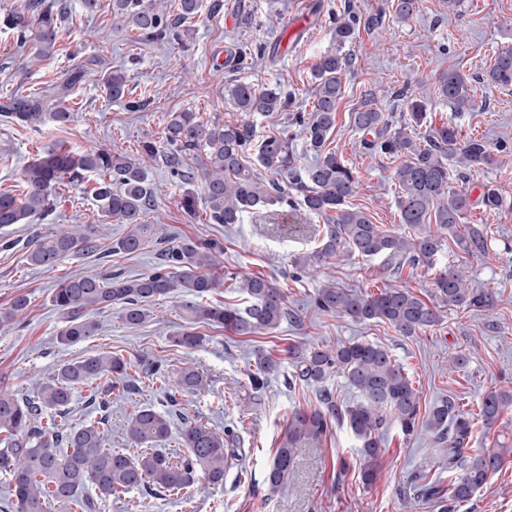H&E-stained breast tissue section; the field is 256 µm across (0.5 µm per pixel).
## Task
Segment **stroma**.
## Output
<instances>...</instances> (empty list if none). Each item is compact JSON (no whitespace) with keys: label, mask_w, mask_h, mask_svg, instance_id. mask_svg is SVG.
<instances>
[{"label":"stroma","mask_w":512,"mask_h":512,"mask_svg":"<svg viewBox=\"0 0 512 512\" xmlns=\"http://www.w3.org/2000/svg\"><path fill=\"white\" fill-rule=\"evenodd\" d=\"M63 2L67 9L58 28L54 59L30 62L18 49L12 31L0 28V97L15 92L44 96L63 84L69 69L79 64L91 67L86 80L75 85L67 98L74 114L67 127L50 123L21 127L0 121V193L20 194L23 168L52 146L75 153L105 148L138 157L143 144L163 143L169 113L192 112L207 125L237 120L238 112L224 98V84L232 79L259 86L280 82L296 109L310 108L312 70L332 44L329 13L348 7L367 16L386 10L388 0H203L201 12L183 24L181 41L151 43L137 42L135 31L113 19L112 0H100L92 14L82 11L78 0ZM299 14L308 15L307 27L288 36V23ZM256 43L269 47V54L245 69L230 63V56L241 46ZM511 43L512 0H463L453 12L444 0H420L417 15L407 22L389 17L380 27L360 29L349 48L355 63L343 75V95L329 144L358 173L352 207L366 211L373 223L388 230L403 229L395 205L394 166L365 153L350 115L372 89L377 93L376 107L390 116L394 128H410L405 102L395 95L405 86L427 100V121L432 126L452 119L463 135L486 139L493 146L505 144L498 164L473 173L467 187L475 196L482 183L491 182L512 201V91L492 89L479 80L497 50ZM111 68L127 75L125 101L108 99L98 81L101 71ZM448 71L473 79L475 111L458 117L439 99L435 81ZM133 100L144 101V108H130ZM148 178L158 189L159 203L146 216V223L158 225L173 238L187 235L218 242L223 248L219 260L225 278L208 294L209 302L242 304L237 275L264 276L285 292L289 308L302 322H285L250 337L199 324L195 330L202 336L200 345L185 349L171 340L187 323L180 309L182 298L176 294L155 304L152 317L140 325L124 323L114 307L95 312L97 335L63 346L56 336L65 320L51 302L56 282L73 274L112 271L135 278L150 273L157 262L156 240L133 254L119 252L116 244L128 227L113 223L100 240V256H68L50 270L31 266L27 245L37 236L72 224L99 222L90 192L95 178L90 174L64 179L57 205L47 218L0 227V239L14 243L13 249L0 250V311L7 310L17 296L30 300L23 319L0 330V390L33 395L61 364L101 351L130 360L133 376H138L143 359L162 362L171 370L194 366L204 373L206 382L193 395L174 396L173 386L145 378H140L138 394L113 390L109 448L135 452L124 428L141 403L169 412L173 435L166 451L170 457L187 455L179 433L188 421L198 420L218 430L229 426L241 437L242 458L227 472L223 487L208 494L188 489L151 497L134 490L100 502L98 512H438L434 501L413 500L402 493L418 471L427 470L434 477L440 474L436 445L429 434L418 430L408 436L396 426L385 434L373 483L363 482L356 444L349 429L336 422L319 442L299 449L287 485L277 494L268 493L266 472L291 410L319 406L315 387L296 380L288 349L347 340L380 343L408 374L424 408L451 398L471 410L489 391L512 390V210L490 214L475 209L468 216L470 223L485 225L490 253L469 259L467 271L475 287L493 294V305L478 310L443 306L439 326L405 337L386 323H356L321 314L309 299L331 280L374 294L394 284L431 294L436 269L459 262L457 247L444 248L435 267L407 266L396 279L384 274L380 262L357 256L298 279L291 273V260L319 245L325 224L300 214L296 221L304 227L302 234L274 236L269 220L279 209L271 205L246 211L238 224H212L202 216L191 220L180 207L182 186L164 168L150 167ZM258 348L281 362L276 377L260 390L250 384L253 352ZM460 352L468 358L465 367L450 370V357ZM471 445L505 448L509 455L460 512H512V409L492 428L475 425Z\"/></svg>","instance_id":"stroma-1"}]
</instances>
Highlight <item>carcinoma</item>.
Masks as SVG:
<instances>
[{
  "instance_id": "1",
  "label": "carcinoma",
  "mask_w": 512,
  "mask_h": 512,
  "mask_svg": "<svg viewBox=\"0 0 512 512\" xmlns=\"http://www.w3.org/2000/svg\"><path fill=\"white\" fill-rule=\"evenodd\" d=\"M202 0H180L179 13L169 18L159 0H112V16L139 33L142 41H175L180 23L195 17ZM419 9V0H390V15L407 21ZM65 5L59 0H27L22 8L4 15L3 25L16 34L17 47L33 54L36 60L56 56L58 21ZM333 45L316 64L313 101L310 111L292 110V100L280 83L257 87L239 81L224 85V99L245 119L236 123L204 126L192 112H173L166 123L163 147L148 143L143 154L150 160L161 159L170 176L188 187L181 197V209L190 217L202 203L212 224H238L242 213L260 203L278 204L288 213L303 211L328 224L319 250L297 256L291 261L293 276L299 278L317 266L361 256L379 259L384 270L401 273L404 265H431L450 238L467 256L488 253L489 239L476 224L464 231L467 213L476 208L502 211L512 202L495 185L485 184L477 198L456 186L473 172L497 163L491 146L483 138L459 137L456 124L410 136L392 130L385 113L374 107L369 95L357 111L351 113L354 128L362 134V148L397 162L395 203L399 221L408 229L395 234L372 222L370 216L347 206L356 193L358 176L327 142L336 128V110L343 94L342 74L351 69L353 57L345 52L361 28V19L353 12L329 17ZM89 68L70 70L63 85L52 95L59 100L82 82ZM106 96L121 101L126 94L124 72L108 71L99 76ZM482 82L490 88L512 89V46L497 51L485 71ZM435 91L457 113L475 107L470 80L456 71L440 74ZM406 100L409 119L417 128L426 118L425 102L412 94L399 92ZM289 112L291 125L305 134L306 147L315 161L302 165L289 149L282 133L259 137L260 119L274 112ZM0 117L22 127L47 122L63 128L72 117L65 107L45 109L44 98L33 94H12L0 99ZM265 173L253 169L248 160ZM201 176H196L193 165ZM84 172L98 176L93 198L106 223L130 226L117 243L125 253L142 250L154 235V225L143 217L158 207L157 188L148 181L146 167L138 158L114 154L108 150H86L71 154L50 147L22 171L24 195L0 194V226L23 224L31 217L45 218L55 207L57 185L67 176ZM201 179L202 193L190 189ZM435 225L430 229L429 225ZM101 224H74L58 234L40 236L28 246V261L35 267L52 268L68 255H96L100 250ZM222 248L216 242L185 236L164 246L157 265L149 274L124 279L119 274H73L53 289L52 303L65 317L58 333L62 345H73L96 334L99 324L91 317L96 311L117 305L122 320L130 325L146 322L151 307L177 291L190 323L224 327L239 336L278 328L282 322L297 319L288 308L284 292L262 276L244 275L240 288L246 295L243 308L227 309L204 302L209 292L221 284L217 274ZM432 287L439 299L450 306L485 308L493 295L473 286L464 267L447 266L436 273ZM313 304L323 314L343 315L355 322L388 323L402 336H416L441 321L438 307L421 298L411 288L389 286L378 294L363 293L353 287L331 281L319 288ZM29 306L25 295L17 296L6 312L0 313V328L12 325ZM202 337L185 329L172 342L195 348ZM299 380L318 386L321 408L293 410L288 429L266 474L269 494H275L288 481L297 448L326 434L332 422L349 428L364 461L362 478L373 479L374 463L383 447L384 435L391 423L410 434L422 429L433 435L440 451L448 453V497L439 495L436 486L424 483L420 494L434 500L442 512H456L481 489L488 475L498 470L512 448L481 449L466 453L474 426L473 416L460 409L452 399H442L420 410L419 394L403 368L388 349L366 341H340L325 348H288ZM130 363L107 352L85 356L62 364L57 373L44 382L32 397H19L0 391V474L10 477V491L16 512H48L53 504L74 506L80 512H97V500L133 489L148 496L181 491L198 479L200 490L224 486V476L232 461L241 458L240 439L226 430L220 432L199 422H185L180 437L189 455L174 461L164 446L171 437L169 416L151 405L133 411L125 428L128 442L142 448L131 457L106 447L109 433V397L112 389L128 394L139 391L128 373ZM280 361L259 348L254 352L251 383L257 389L279 371ZM148 379L165 381L174 377L180 393H194L204 385V375L193 366L172 373L157 362L141 364ZM335 374L342 375L358 400L340 405L325 383ZM84 386L101 418L86 426L73 427L65 420L76 388ZM512 407V392L494 390L479 401V416L491 429L502 413Z\"/></svg>"
}]
</instances>
